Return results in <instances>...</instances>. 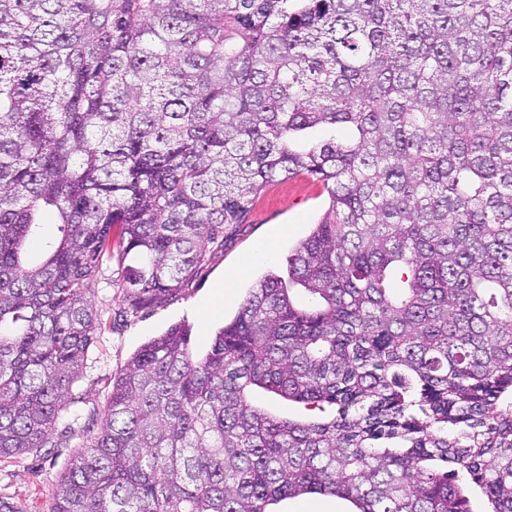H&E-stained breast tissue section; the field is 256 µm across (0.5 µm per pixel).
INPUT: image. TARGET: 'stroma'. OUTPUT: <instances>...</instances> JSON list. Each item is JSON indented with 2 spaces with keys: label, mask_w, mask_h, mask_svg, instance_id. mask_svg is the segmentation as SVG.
<instances>
[{
  "label": "stroma",
  "mask_w": 512,
  "mask_h": 512,
  "mask_svg": "<svg viewBox=\"0 0 512 512\" xmlns=\"http://www.w3.org/2000/svg\"><path fill=\"white\" fill-rule=\"evenodd\" d=\"M328 196L321 181L306 174L266 186L256 197L242 223L224 227L223 242L210 245L198 273L168 301L139 311L132 310L122 289L110 285L111 267L93 286L91 299L105 325L93 339L83 377L74 385L73 396L82 400L83 421L56 425L54 446L0 458V512H46L51 492L77 444L93 437L101 425L112 379L131 356L151 337L170 326L191 324L192 351L200 356L209 349L214 334L238 311L249 288L267 266L252 259L255 246L270 243L278 265L309 234L322 217ZM241 267L243 275L229 290L221 285L227 271ZM223 301H216V294Z\"/></svg>",
  "instance_id": "35a3bbf8"
}]
</instances>
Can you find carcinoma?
Returning a JSON list of instances; mask_svg holds the SVG:
<instances>
[{
    "instance_id": "carcinoma-1",
    "label": "carcinoma",
    "mask_w": 512,
    "mask_h": 512,
    "mask_svg": "<svg viewBox=\"0 0 512 512\" xmlns=\"http://www.w3.org/2000/svg\"><path fill=\"white\" fill-rule=\"evenodd\" d=\"M296 174L286 272L133 354L48 512H471L461 475L512 512V0H0V458L79 422L113 256L160 304ZM252 397L256 405L262 407L269 414L279 418L291 420H324L327 418V414L321 413L318 410L309 411L303 404L288 401V399L274 396L261 389L255 390ZM275 512H348L353 506L340 498L307 494L294 499H286L276 505L270 506Z\"/></svg>"
}]
</instances>
